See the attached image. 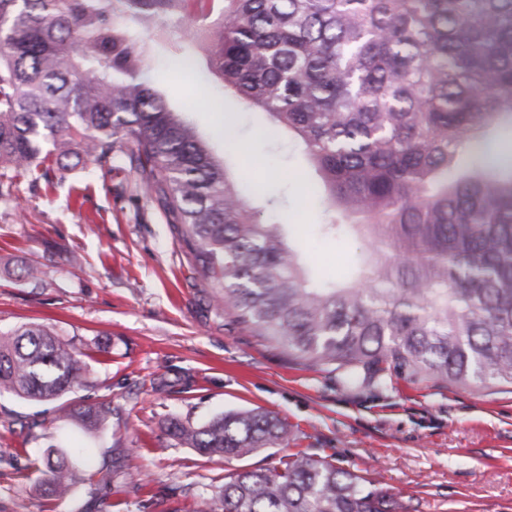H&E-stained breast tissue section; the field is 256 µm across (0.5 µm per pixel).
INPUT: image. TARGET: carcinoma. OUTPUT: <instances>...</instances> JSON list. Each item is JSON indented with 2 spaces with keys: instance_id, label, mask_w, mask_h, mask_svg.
Returning <instances> with one entry per match:
<instances>
[{
  "instance_id": "cac0c4a2",
  "label": "carcinoma",
  "mask_w": 512,
  "mask_h": 512,
  "mask_svg": "<svg viewBox=\"0 0 512 512\" xmlns=\"http://www.w3.org/2000/svg\"><path fill=\"white\" fill-rule=\"evenodd\" d=\"M213 0H0V177L36 182L85 156L119 160L157 201L211 288L218 312L347 387L416 382L512 386V173L490 162L512 119V0H221L206 32L211 67L259 134H290L316 176L322 239L366 231L344 282L312 274L297 224L273 198L257 208L195 127L153 87L145 50ZM224 149H245L224 124ZM86 354L34 323L0 331V394L52 405L91 435L112 424ZM166 435L209 459L283 448L276 415L227 411ZM33 468L55 497L82 484L102 504L112 469H76L50 447ZM219 512H397L389 489L334 459L293 453L214 486Z\"/></svg>"
}]
</instances>
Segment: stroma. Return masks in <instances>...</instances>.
Instances as JSON below:
<instances>
[{"mask_svg":"<svg viewBox=\"0 0 512 512\" xmlns=\"http://www.w3.org/2000/svg\"><path fill=\"white\" fill-rule=\"evenodd\" d=\"M211 17L192 15L178 35L147 42L148 62L167 103L186 113L216 154L224 126L237 125L249 152L227 163L249 187L278 190L291 208L318 272L343 276L362 240L323 241L311 232L322 206H297L268 159L292 168L303 157L289 139L257 138L254 116L225 94L193 33ZM134 173L96 163L54 170L49 180L0 179V328L39 323L89 356L92 397L117 414L100 437L47 424L36 437L15 429L43 405L0 395V512H89L85 488L47 502L30 465L55 442L81 448L114 471L112 512H204L214 477L271 460L206 461L165 433L180 417L201 424L231 410L262 408L288 424V452L336 458L396 494L402 512H512V388H439L395 378L385 388H348L334 374L303 368L231 316L217 317L211 290L194 270L178 225L140 197ZM39 261V281L19 275ZM185 382L158 393V379Z\"/></svg>","mask_w":512,"mask_h":512,"instance_id":"stroma-1","label":"stroma"}]
</instances>
